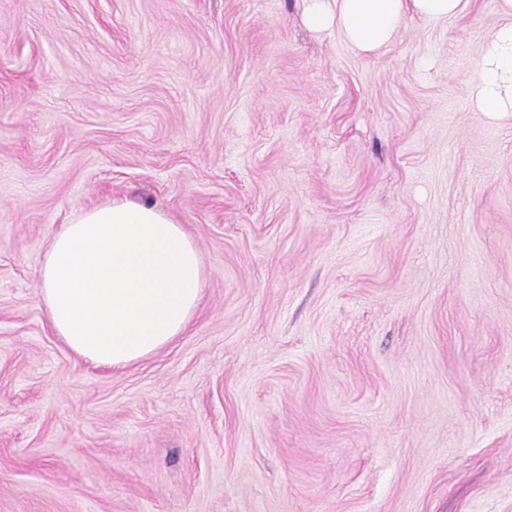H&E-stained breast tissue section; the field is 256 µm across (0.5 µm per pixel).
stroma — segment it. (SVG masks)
Instances as JSON below:
<instances>
[{"label":"stroma","instance_id":"obj_1","mask_svg":"<svg viewBox=\"0 0 512 512\" xmlns=\"http://www.w3.org/2000/svg\"><path fill=\"white\" fill-rule=\"evenodd\" d=\"M310 0H0V512H512L505 22L362 53ZM129 198L196 244L185 334L120 369L37 272ZM471 87L477 112H512V20L499 25L479 49Z\"/></svg>","mask_w":512,"mask_h":512}]
</instances>
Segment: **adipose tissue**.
<instances>
[{
    "label": "adipose tissue",
    "instance_id": "obj_1",
    "mask_svg": "<svg viewBox=\"0 0 512 512\" xmlns=\"http://www.w3.org/2000/svg\"><path fill=\"white\" fill-rule=\"evenodd\" d=\"M464 0H313L312 26L335 25L357 50L388 45L408 13L430 22L456 16ZM509 22L481 46L471 87L476 108L512 112ZM39 299L56 336L96 366L145 359L189 327L202 288L199 252L162 209L122 200L79 212L54 234L38 270Z\"/></svg>",
    "mask_w": 512,
    "mask_h": 512
}]
</instances>
